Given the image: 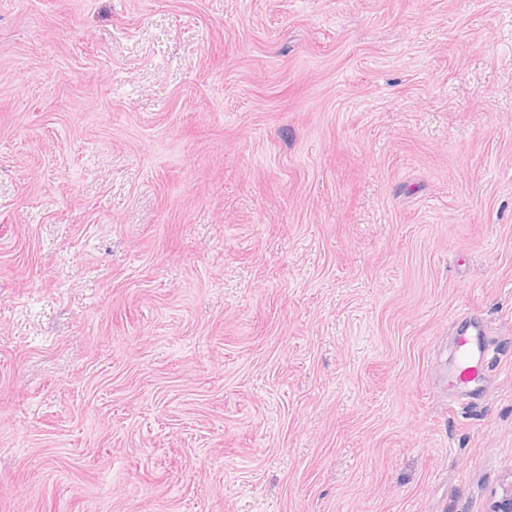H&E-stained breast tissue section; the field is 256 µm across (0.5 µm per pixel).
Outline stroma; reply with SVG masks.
Here are the masks:
<instances>
[{
	"label": "stroma",
	"mask_w": 512,
	"mask_h": 512,
	"mask_svg": "<svg viewBox=\"0 0 512 512\" xmlns=\"http://www.w3.org/2000/svg\"><path fill=\"white\" fill-rule=\"evenodd\" d=\"M510 472L512 0H0V512H487ZM480 336H483L484 344ZM487 336V328L480 321L469 324L458 339L456 360L451 371L458 385L464 387L473 385L472 389L468 391L469 393L475 391L477 366L488 351L485 346L488 343Z\"/></svg>",
	"instance_id": "stroma-1"
}]
</instances>
